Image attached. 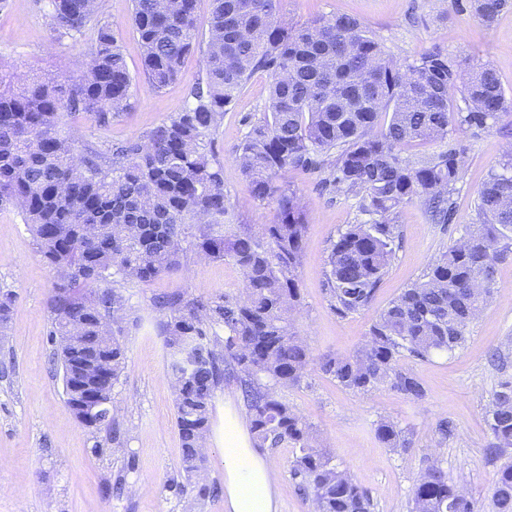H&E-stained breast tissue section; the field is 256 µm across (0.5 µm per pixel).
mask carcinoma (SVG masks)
<instances>
[{
	"instance_id": "carcinoma-1",
	"label": "carcinoma",
	"mask_w": 512,
	"mask_h": 512,
	"mask_svg": "<svg viewBox=\"0 0 512 512\" xmlns=\"http://www.w3.org/2000/svg\"><path fill=\"white\" fill-rule=\"evenodd\" d=\"M454 3L487 29L512 6V0ZM50 6L58 38L76 40L94 21L98 36L83 71L65 86L18 75L0 81V208L19 210L60 280L50 300V362L62 370L73 414L79 415L84 377L79 357L108 361V373L93 381L104 401L124 369L121 319L112 320V337L103 338L101 330L124 308L118 279L148 283L179 271L189 241L208 259H232L244 288L238 295L176 293L154 302L176 385L184 471L200 468L198 444L209 429L211 401L233 382L243 395L251 447L299 449L291 472L312 491L318 512H371L366 492L312 446L309 424L280 391L298 385L313 365L354 393L389 382L406 397L425 396L419 380L397 368L398 360L406 354L428 360L461 348L484 303L471 288L479 283L485 296L493 295L497 264L512 249V152L478 190L479 223L468 245L441 253L373 318L367 340L351 355L315 357L293 331L308 216L281 176L290 168L318 172L323 187L355 199L367 216L339 232L327 257L330 308L340 316L366 310L402 244L396 210L416 202L431 223H453L465 172L464 150L453 133L491 128L512 112L499 75L484 65L466 77L439 48L403 67L360 19L335 14L297 24L280 13L279 0H211L204 21L198 0H170L165 9L159 0H133L150 88L160 91L179 77L204 26L202 73L182 111L104 151L60 126L59 114L84 112L106 123L126 112L132 81L124 53L98 21L97 0H50ZM256 71L271 78L269 102L261 118L244 117L236 161L252 199L275 207L273 222L258 231L232 223L235 204L224 190L215 145L225 107ZM429 143L439 150L402 155ZM91 224L100 225L98 234H89ZM71 327L78 338L65 345ZM486 422L487 451L496 458L512 448V377L493 393ZM85 426L106 429L119 442L106 409L97 424ZM376 435L390 448L406 447L391 421H380ZM491 506L512 512L511 462L498 469ZM412 512L479 509L433 462L416 483Z\"/></svg>"
}]
</instances>
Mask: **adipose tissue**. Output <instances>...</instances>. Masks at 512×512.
I'll use <instances>...</instances> for the list:
<instances>
[{"mask_svg":"<svg viewBox=\"0 0 512 512\" xmlns=\"http://www.w3.org/2000/svg\"><path fill=\"white\" fill-rule=\"evenodd\" d=\"M277 480L269 457L248 446L235 416H225L224 512H277Z\"/></svg>","mask_w":512,"mask_h":512,"instance_id":"ef3b65f1","label":"adipose tissue"}]
</instances>
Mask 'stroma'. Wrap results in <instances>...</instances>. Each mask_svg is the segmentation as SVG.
Returning a JSON list of instances; mask_svg holds the SVG:
<instances>
[{"label": "stroma", "mask_w": 512, "mask_h": 512, "mask_svg": "<svg viewBox=\"0 0 512 512\" xmlns=\"http://www.w3.org/2000/svg\"><path fill=\"white\" fill-rule=\"evenodd\" d=\"M100 18L121 45L133 79L131 107L106 125L82 112L63 113L60 123L85 142L103 148L133 139L180 112L202 70V56H187L178 80L152 90L141 70L132 22V0H105ZM49 0H0V77L65 78L95 42L96 25L79 40L57 38L50 28ZM286 18L303 23L320 16L353 15L363 20L387 53L401 65L438 47L468 72L490 64L506 94L512 95V9L493 28L452 0H282ZM269 77L255 72L224 114L217 149L224 165V188L236 205L237 221L252 227L270 223L271 206L254 201L235 161L245 127L243 116L260 115L268 101ZM466 166L454 196V224L429 223L418 203L401 206L395 222L402 244L368 310L345 317L331 310L326 294L327 256L339 229L359 222L354 200L323 191L321 175L288 170L308 224L297 270L301 305L295 328L313 355L353 354L366 341L373 318L404 288L416 282L429 262L459 239L476 221L477 192L489 170L512 147V112L491 129L457 133ZM56 278L37 252L21 215L0 210V289L12 292L10 320L0 330V512H224V497L201 494V486L224 485V416L243 414L235 385L217 390L211 403L204 468L187 480L176 425L175 395L167 372V349L158 329L155 297L184 292L202 297L237 293L243 287L233 260L209 261L187 254L182 271L150 284L122 282L127 305L123 338L125 368L112 390V414L123 436L113 444L107 433L83 426L66 403L62 375L49 362L48 301ZM512 253L497 265L492 299L470 324L461 349L420 361L398 362L422 383L425 395L412 400L383 384L368 394L339 386L316 369L282 397L311 427L315 446L366 491L372 512H411L413 491L430 461H438L449 480L463 485L481 512H488L491 488L502 460L490 459L485 415L493 392L512 375ZM506 368L490 360L495 350ZM395 422L409 440L406 450L387 448L376 436L380 420ZM448 420L453 434L440 442L437 425ZM278 465L279 512H313L310 493L300 490L290 472L294 448H273Z\"/></svg>", "instance_id": "35a3bbf8"}]
</instances>
